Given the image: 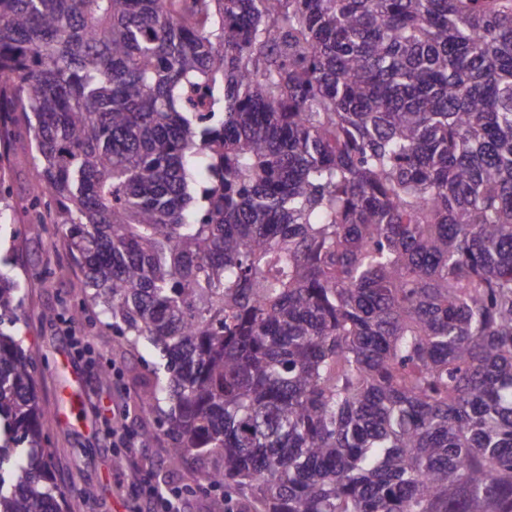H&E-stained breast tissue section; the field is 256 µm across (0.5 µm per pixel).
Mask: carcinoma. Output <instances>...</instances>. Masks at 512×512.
Returning a JSON list of instances; mask_svg holds the SVG:
<instances>
[{"mask_svg":"<svg viewBox=\"0 0 512 512\" xmlns=\"http://www.w3.org/2000/svg\"><path fill=\"white\" fill-rule=\"evenodd\" d=\"M233 512H512V0H0V126ZM0 272V512H76Z\"/></svg>","mask_w":512,"mask_h":512,"instance_id":"1","label":"carcinoma"}]
</instances>
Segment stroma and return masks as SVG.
I'll list each match as a JSON object with an SVG mask.
<instances>
[{
    "label": "stroma",
    "instance_id": "obj_1",
    "mask_svg": "<svg viewBox=\"0 0 512 512\" xmlns=\"http://www.w3.org/2000/svg\"><path fill=\"white\" fill-rule=\"evenodd\" d=\"M31 163L29 135L14 125L0 185L9 204L0 214V270L15 275L23 288L15 333L37 364L42 431L53 451L57 486L65 497H78L82 512H136L146 480L184 489V512H212L222 493L203 489L204 469L197 461L169 459L167 442L157 435V414L140 408L141 382L166 374L163 354L144 339L133 348L122 345L111 326L75 318L85 297L84 275L60 229L35 221ZM105 363L114 367L108 380L99 376ZM116 413L143 435L137 451L113 447Z\"/></svg>",
    "mask_w": 512,
    "mask_h": 512
}]
</instances>
